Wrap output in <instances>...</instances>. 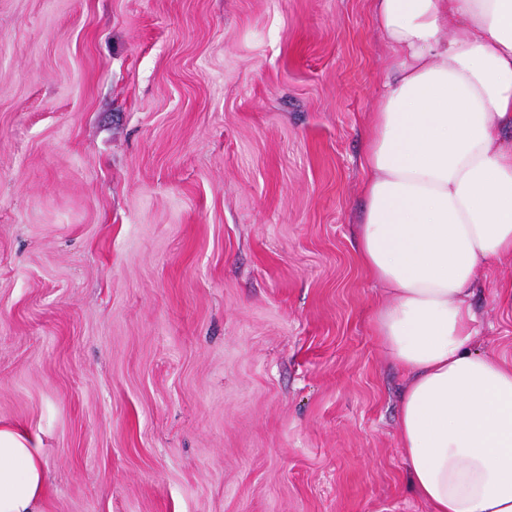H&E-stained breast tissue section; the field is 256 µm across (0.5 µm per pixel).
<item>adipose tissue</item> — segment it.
Listing matches in <instances>:
<instances>
[{"instance_id":"adipose-tissue-1","label":"adipose tissue","mask_w":512,"mask_h":512,"mask_svg":"<svg viewBox=\"0 0 512 512\" xmlns=\"http://www.w3.org/2000/svg\"><path fill=\"white\" fill-rule=\"evenodd\" d=\"M388 82L365 136L356 245L388 293L373 330L408 378L398 441L430 512H512V360L468 298L512 256V0H371ZM28 433L0 423V512H44Z\"/></svg>"}]
</instances>
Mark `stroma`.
I'll list each match as a JSON object with an SVG mask.
<instances>
[{
    "label": "stroma",
    "mask_w": 512,
    "mask_h": 512,
    "mask_svg": "<svg viewBox=\"0 0 512 512\" xmlns=\"http://www.w3.org/2000/svg\"><path fill=\"white\" fill-rule=\"evenodd\" d=\"M370 0H0V421L44 512H428L353 230ZM512 259L470 298L512 355Z\"/></svg>",
    "instance_id": "35a3bbf8"
}]
</instances>
